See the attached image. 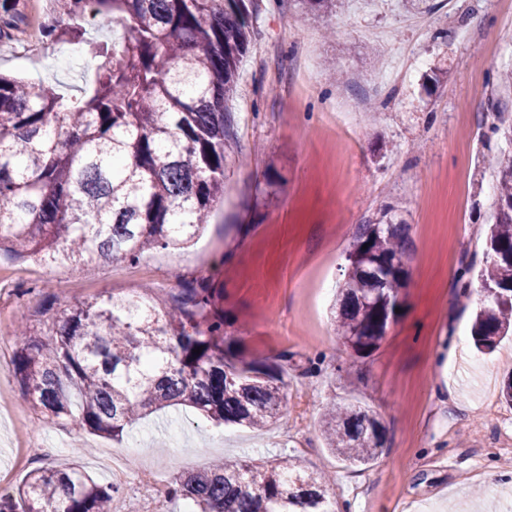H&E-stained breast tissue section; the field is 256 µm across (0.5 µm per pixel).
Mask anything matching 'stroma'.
Instances as JSON below:
<instances>
[{"mask_svg": "<svg viewBox=\"0 0 512 512\" xmlns=\"http://www.w3.org/2000/svg\"><path fill=\"white\" fill-rule=\"evenodd\" d=\"M427 28L398 0H349L333 35L306 0H261L259 32L240 66L224 198L191 248L157 249L138 263L35 262L0 252V385L14 396L0 416V472L15 492L27 470L75 468L117 483L119 512H142L154 469L163 488L216 459L291 455L332 476L336 512H502L512 499V339L494 352L470 336L481 294L460 288L459 268L485 263L481 232L493 197L484 155L501 145L491 126L512 124V90L496 69L512 65V0H428ZM66 46L0 42V73L75 91L91 76ZM426 62L414 68L411 55ZM369 100L360 118L349 104ZM399 209L413 242L400 313L380 348L360 358L327 314L343 282L358 224ZM208 279L228 339L255 361L284 367L282 415L250 430L213 428L191 408H166L121 440L65 419L44 427L12 372L14 322L33 329L72 303L148 294L158 305ZM365 402L387 442L369 467L350 468L325 446L331 402ZM31 454L16 463L14 431Z\"/></svg>", "mask_w": 512, "mask_h": 512, "instance_id": "35a3bbf8", "label": "stroma"}]
</instances>
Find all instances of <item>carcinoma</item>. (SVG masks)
I'll return each mask as SVG.
<instances>
[{"instance_id":"carcinoma-1","label":"carcinoma","mask_w":512,"mask_h":512,"mask_svg":"<svg viewBox=\"0 0 512 512\" xmlns=\"http://www.w3.org/2000/svg\"><path fill=\"white\" fill-rule=\"evenodd\" d=\"M329 22L347 0H306ZM42 41L67 44L94 72L77 94L0 74V248L51 263H135L179 249L224 196L233 140L229 102L260 18L258 0H53ZM28 0H0V42L29 20ZM118 36L100 40L90 21ZM492 159L495 222L484 240V299L475 347L512 335V126ZM413 244L385 208L358 225L347 255L336 332L368 357L397 316ZM39 331L15 329L12 359L24 400L52 425L72 418L121 439L139 416L174 405L215 425L263 428L281 415L284 370L224 344V318L202 285L157 308L142 296L69 305ZM201 349L195 354L193 350ZM328 450L352 467L374 463L386 434L362 405L322 418ZM321 471L290 456L214 461L177 480L198 512H334ZM118 489L76 470L36 468L0 512H109Z\"/></svg>"}]
</instances>
